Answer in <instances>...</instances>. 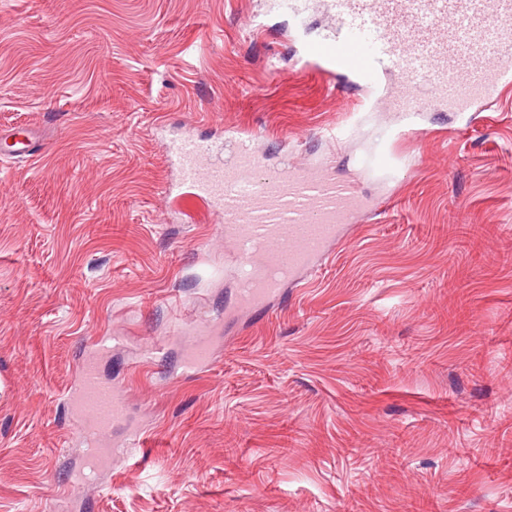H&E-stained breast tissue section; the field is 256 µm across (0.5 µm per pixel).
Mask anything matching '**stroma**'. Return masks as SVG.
<instances>
[{
	"label": "stroma",
	"instance_id": "1",
	"mask_svg": "<svg viewBox=\"0 0 512 512\" xmlns=\"http://www.w3.org/2000/svg\"><path fill=\"white\" fill-rule=\"evenodd\" d=\"M292 28L269 0H0V133L43 139L0 159V512H512V104L422 113L361 178L384 215L224 318V217L169 143L245 131L346 177L395 119L300 71ZM196 323L216 340L187 374ZM90 361L128 416L87 481ZM3 140L7 148H1L0 155L33 160L39 154L34 150V133L33 129L29 127L12 128L7 135L1 138V141Z\"/></svg>",
	"mask_w": 512,
	"mask_h": 512
}]
</instances>
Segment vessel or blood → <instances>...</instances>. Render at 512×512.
<instances>
[{"instance_id": "vessel-or-blood-1", "label": "vessel or blood", "mask_w": 512, "mask_h": 512, "mask_svg": "<svg viewBox=\"0 0 512 512\" xmlns=\"http://www.w3.org/2000/svg\"><path fill=\"white\" fill-rule=\"evenodd\" d=\"M293 19L296 55L306 68L375 100L388 76L399 90L390 102L402 124L384 144L364 155L360 169L389 175L390 145L416 136L412 101L425 97L431 110L471 114L512 94V62L501 59L512 44V0H324L334 19L330 32L309 35V0H274ZM31 128L5 135L4 155L34 159ZM179 180L197 190L224 216L232 244L224 265L244 306L282 300L302 272L324 262L345 225L364 209L359 179L339 178L330 161L268 168L251 135L223 144L182 136L170 144ZM81 438L107 432L125 417L124 398L101 379L93 364L82 368L73 392Z\"/></svg>"}]
</instances>
